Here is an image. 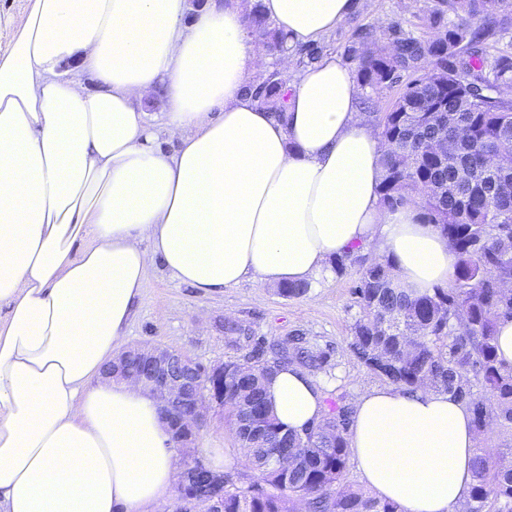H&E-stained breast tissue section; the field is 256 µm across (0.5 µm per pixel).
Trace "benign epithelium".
I'll use <instances>...</instances> for the list:
<instances>
[{
	"instance_id": "1",
	"label": "benign epithelium",
	"mask_w": 512,
	"mask_h": 512,
	"mask_svg": "<svg viewBox=\"0 0 512 512\" xmlns=\"http://www.w3.org/2000/svg\"><path fill=\"white\" fill-rule=\"evenodd\" d=\"M137 355L145 362L146 370L141 374L129 371L125 359ZM195 359L183 351L155 344L149 347L130 346L122 351V357L107 368V376L117 381L134 379L142 387L164 397V408L181 407L184 410L169 426L174 433H181L179 448L190 447L193 435L206 424V411L215 401L206 395L201 379L192 377L189 368Z\"/></svg>"
}]
</instances>
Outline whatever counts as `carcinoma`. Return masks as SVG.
Wrapping results in <instances>:
<instances>
[{"label": "carcinoma", "mask_w": 512, "mask_h": 512, "mask_svg": "<svg viewBox=\"0 0 512 512\" xmlns=\"http://www.w3.org/2000/svg\"><path fill=\"white\" fill-rule=\"evenodd\" d=\"M251 24L269 52L282 48L256 4ZM506 31L512 0H441L424 36L401 33L355 55L357 82L370 102L408 78L386 112L370 120L384 142L381 202L415 205L455 247L458 261L446 287L409 293L395 282L393 261L359 245L330 260L338 277L359 273L352 294L360 309L349 348L368 370L402 390L429 387L471 409L477 435L512 429V366L497 354L498 325L512 320V56L490 64L492 78L468 80L470 58H484L477 22ZM287 80L278 69L255 84L260 104L283 119ZM311 284L276 288L284 298L306 296ZM224 335L239 355L198 365L209 394L243 449V469L216 471L183 449L178 507L200 512H401L346 481L345 434L354 408L336 404L298 432L280 424L265 382L277 367L323 371L330 353L306 332L257 336L234 320ZM471 512H512V448H480L474 457Z\"/></svg>", "instance_id": "carcinoma-1"}]
</instances>
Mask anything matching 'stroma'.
I'll return each instance as SVG.
<instances>
[{
    "instance_id": "35a3bbf8",
    "label": "stroma",
    "mask_w": 512,
    "mask_h": 512,
    "mask_svg": "<svg viewBox=\"0 0 512 512\" xmlns=\"http://www.w3.org/2000/svg\"><path fill=\"white\" fill-rule=\"evenodd\" d=\"M355 14L337 27L320 44V52L336 54L349 68H356L351 52L359 48L360 26L375 27L379 42H386L391 30L422 33L437 0H358ZM356 273L330 281H313L310 293L287 299L259 280L246 278L239 285L209 295L180 283L158 262L147 268L145 300L128 330V344H161L188 352L210 365L233 356L222 324L231 317L245 322L259 336H283L301 329L331 351V374L317 373L326 400L352 403L362 391L380 385L381 380L351 353L350 326L359 315L352 294ZM206 325H199V314ZM195 448H220L226 468H239L243 452L224 423L222 408H214L207 425L194 440Z\"/></svg>"
}]
</instances>
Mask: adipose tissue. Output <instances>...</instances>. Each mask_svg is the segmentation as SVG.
I'll return each mask as SVG.
<instances>
[{
    "label": "adipose tissue",
    "instance_id": "adipose-tissue-1",
    "mask_svg": "<svg viewBox=\"0 0 512 512\" xmlns=\"http://www.w3.org/2000/svg\"><path fill=\"white\" fill-rule=\"evenodd\" d=\"M356 0H263L288 47ZM30 0L0 19V512H175L162 402L102 375L159 259L209 294L247 276L331 278L361 244L404 287L447 284L453 245L412 205L380 201L382 140L334 54L306 66L277 119L249 89L269 56L241 0ZM72 64L88 92L60 70ZM162 96L159 119L143 110ZM172 141L151 147L155 128ZM266 397L302 430L326 411L297 365ZM372 494L401 512H465L477 433L428 388L360 393L346 433Z\"/></svg>",
    "mask_w": 512,
    "mask_h": 512
}]
</instances>
